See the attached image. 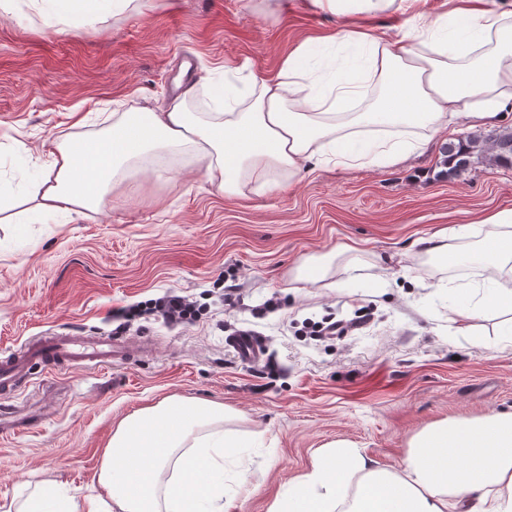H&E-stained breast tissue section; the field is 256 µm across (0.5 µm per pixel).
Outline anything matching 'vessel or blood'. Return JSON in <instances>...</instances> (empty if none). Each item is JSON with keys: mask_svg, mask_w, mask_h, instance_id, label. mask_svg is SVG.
<instances>
[{"mask_svg": "<svg viewBox=\"0 0 512 512\" xmlns=\"http://www.w3.org/2000/svg\"><path fill=\"white\" fill-rule=\"evenodd\" d=\"M231 344L244 363L255 362L262 356L260 343L249 334L235 336ZM129 352V344L115 343L105 336H69L52 328L0 355V390L17 394L27 385L35 362L46 367L81 365L99 369L125 362ZM36 422V416L12 405L0 412V437L14 435Z\"/></svg>", "mask_w": 512, "mask_h": 512, "instance_id": "b4317fda", "label": "vessel or blood"}]
</instances>
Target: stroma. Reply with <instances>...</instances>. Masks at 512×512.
Returning <instances> with one entry per match:
<instances>
[{"instance_id":"35a3bbf8","label":"stroma","mask_w":512,"mask_h":512,"mask_svg":"<svg viewBox=\"0 0 512 512\" xmlns=\"http://www.w3.org/2000/svg\"><path fill=\"white\" fill-rule=\"evenodd\" d=\"M276 0H142L88 25H49L30 0L0 12V189L30 188L53 140L93 142L112 115L167 108L184 65L194 74L189 108L239 81L276 70L303 41L339 27L329 13L279 10ZM496 128L442 134L393 167L326 163L286 188L219 192L189 155L162 153L118 173L99 209L30 220L23 206L0 222V349L53 327L99 333L149 350L99 371L37 369L55 412L0 438V504L43 484L76 501L103 494L102 454L119 423L170 397L229 408L225 431L252 437L224 451V494L239 512H270L315 453L347 441L388 470L428 425L512 410V343L501 318L459 330L451 289L483 287L481 264L451 265L418 240L457 229V250H479L484 218L512 209V168L473 156L448 175L441 149ZM27 156H19L18 146ZM350 247L355 270L296 282L303 260ZM200 308L193 323L124 307L167 292ZM360 319L347 336L318 340L310 326ZM241 330L265 346L242 363L228 345Z\"/></svg>"}]
</instances>
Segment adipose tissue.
Masks as SVG:
<instances>
[{
	"label": "adipose tissue",
	"mask_w": 512,
	"mask_h": 512,
	"mask_svg": "<svg viewBox=\"0 0 512 512\" xmlns=\"http://www.w3.org/2000/svg\"><path fill=\"white\" fill-rule=\"evenodd\" d=\"M133 0H31L45 20L72 13L95 22ZM423 0H309L311 8L347 18L326 36L354 57L348 71L307 62L322 43L298 46L272 73L237 87L224 82L217 112H191L184 101L156 112L122 113L108 135L89 143L57 142L31 200L40 213H81L99 204L115 176L157 150L189 153L212 185L241 193L251 183L276 185L310 163L346 166L405 162L460 119L490 125L512 115V9L487 0L430 13ZM403 16L388 38L356 26L359 18ZM478 256L507 281L481 298L458 291L450 311L460 329L512 308V209L490 215ZM228 412L199 401L143 407L114 431L102 456L106 496L83 503L46 485L15 512H199L201 502L233 512L224 496L225 449L241 442L218 430ZM272 512H512V411L429 425L414 436L404 466L390 471L339 441L276 498Z\"/></svg>",
	"instance_id": "ef3b65f1"
}]
</instances>
